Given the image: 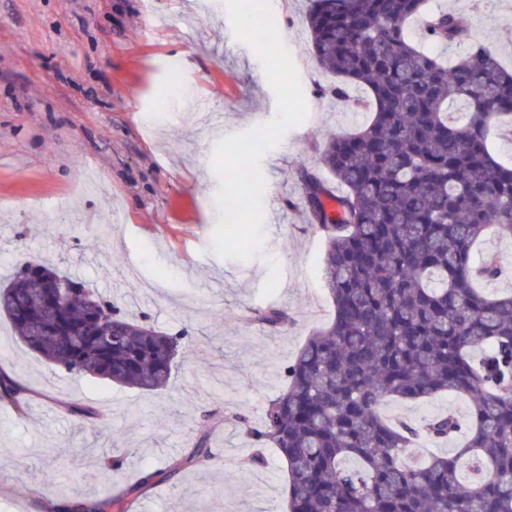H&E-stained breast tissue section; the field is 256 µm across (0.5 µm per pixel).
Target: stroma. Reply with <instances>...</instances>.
I'll return each mask as SVG.
<instances>
[{"label": "stroma", "mask_w": 512, "mask_h": 512, "mask_svg": "<svg viewBox=\"0 0 512 512\" xmlns=\"http://www.w3.org/2000/svg\"><path fill=\"white\" fill-rule=\"evenodd\" d=\"M460 12L473 38L512 69V0H431ZM308 0H268L306 101L322 102L261 162V253L213 251L221 215L211 162L218 140L271 120L276 95L252 48L234 34L225 0H0V277L35 256L92 284L194 345L162 392L53 369L0 317V366L32 393L26 415L0 406V512H43L130 494V512H284L285 464L275 449L249 462L244 426L219 423L215 459L168 469L195 444L205 411L259 424L285 386L283 368L333 313L322 282L324 242L299 207L302 168L321 166L328 136L369 116L324 96L332 78L311 53ZM288 310V326L250 321ZM100 413L90 422L66 403ZM466 399L384 401L389 422L422 424ZM119 446L117 471L92 450ZM47 471L45 498L32 474ZM154 473L143 492L134 487Z\"/></svg>", "instance_id": "obj_1"}]
</instances>
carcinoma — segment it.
Segmentation results:
<instances>
[{
  "label": "carcinoma",
  "instance_id": "carcinoma-1",
  "mask_svg": "<svg viewBox=\"0 0 512 512\" xmlns=\"http://www.w3.org/2000/svg\"><path fill=\"white\" fill-rule=\"evenodd\" d=\"M310 2L314 58L336 78L328 92L365 87L372 110L322 145L323 171L301 170L334 313L285 365L284 390L247 435L286 463V512H512V293L484 294L477 284L505 269L495 255L474 257L488 229L512 238V165L491 151L492 131L512 125V71L468 38L464 15L432 12L429 0ZM415 20L431 44L459 47L456 58L410 40ZM0 316L46 363L142 391L164 389L193 344L188 330L131 319L43 258L0 284ZM251 320L276 329L289 315L268 308ZM447 393L470 400L467 440L422 462L412 440L421 431L450 439L459 418L417 429L387 421L379 406ZM0 406L28 407L26 389L2 372ZM211 456L204 432L169 474ZM462 459L475 472L468 483Z\"/></svg>",
  "mask_w": 512,
  "mask_h": 512
}]
</instances>
